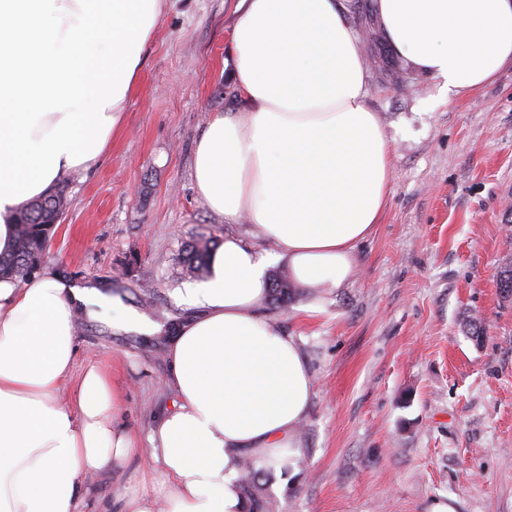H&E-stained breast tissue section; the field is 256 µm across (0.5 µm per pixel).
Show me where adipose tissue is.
<instances>
[{
    "mask_svg": "<svg viewBox=\"0 0 512 512\" xmlns=\"http://www.w3.org/2000/svg\"><path fill=\"white\" fill-rule=\"evenodd\" d=\"M166 0H0V254L13 216L64 175L89 170L122 125L141 52ZM391 48L458 97L512 63V0H376ZM231 77L249 116L217 113L193 180L233 235L188 286L197 309L167 352L177 400L139 437L97 364L74 374L79 315L98 288L46 274L0 280V512H91L90 481L134 458L154 469L117 512H248L243 459L295 456L314 377L293 337L259 311L272 267L336 288L385 205L391 145L366 103L357 36L336 0H238ZM72 382L70 400L59 398Z\"/></svg>",
    "mask_w": 512,
    "mask_h": 512,
    "instance_id": "ef3b65f1",
    "label": "adipose tissue"
}]
</instances>
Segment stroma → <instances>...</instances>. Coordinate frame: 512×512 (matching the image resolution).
<instances>
[{
  "label": "stroma",
  "mask_w": 512,
  "mask_h": 512,
  "mask_svg": "<svg viewBox=\"0 0 512 512\" xmlns=\"http://www.w3.org/2000/svg\"><path fill=\"white\" fill-rule=\"evenodd\" d=\"M166 4L121 129L95 168L64 178L70 205L40 267L107 282L156 326L120 328L108 309L78 329L77 367L97 363L118 384L125 421L142 436L173 400L165 328L189 314L184 244L231 233L272 248L253 225L212 212L192 177L212 114L242 110L230 78L237 0ZM355 33L367 104L391 142L386 205L355 249L353 278L261 307L294 336L315 385L298 463L267 468L260 486L274 512H431L439 500L455 512H512V300L497 288L512 262V67L448 100L415 69L385 79L365 29ZM138 469L94 479L99 512L135 487Z\"/></svg>",
  "instance_id": "35a3bbf8"
}]
</instances>
